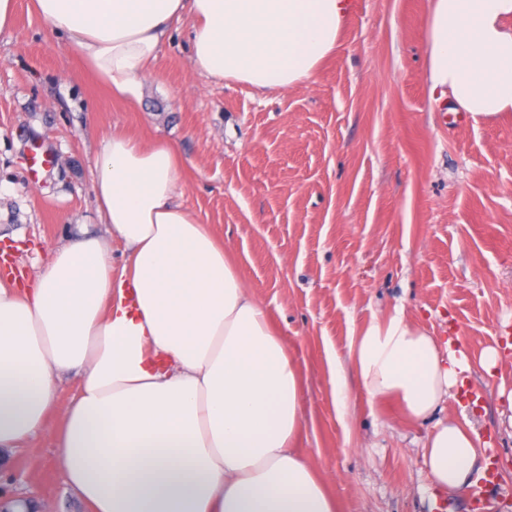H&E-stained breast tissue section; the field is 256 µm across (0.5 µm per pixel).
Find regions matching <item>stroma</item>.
<instances>
[{
  "instance_id": "stroma-1",
  "label": "stroma",
  "mask_w": 512,
  "mask_h": 512,
  "mask_svg": "<svg viewBox=\"0 0 512 512\" xmlns=\"http://www.w3.org/2000/svg\"><path fill=\"white\" fill-rule=\"evenodd\" d=\"M29 4L17 0L0 31V236L15 240L13 264L34 276L78 224L105 235L92 184L113 126L172 141L186 161L183 204L223 238L302 373L299 449L341 512H434L432 422L369 405L349 365L348 415L334 402L331 360L397 308L474 362L442 415H467L487 446L481 471L448 493L450 512L476 500L512 512V420L499 401L512 363L494 374L478 363L486 347L512 345V112L475 119L431 95L430 0H352L315 78L273 94L195 71L182 21L130 103ZM37 144L54 164L34 177ZM36 444L0 452V502L88 512L59 469L54 429Z\"/></svg>"
}]
</instances>
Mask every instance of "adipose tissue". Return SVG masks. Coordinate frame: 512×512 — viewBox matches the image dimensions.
<instances>
[{
    "label": "adipose tissue",
    "instance_id": "1",
    "mask_svg": "<svg viewBox=\"0 0 512 512\" xmlns=\"http://www.w3.org/2000/svg\"><path fill=\"white\" fill-rule=\"evenodd\" d=\"M347 0H32V10L113 96L135 98L174 26L192 21L191 63L258 92L307 83L337 44ZM426 79L457 109L512 112V0H432ZM169 141L116 126L93 192L112 238L78 229L31 287L0 278V449L32 445L59 418L58 462L92 512H337L294 442L302 375L224 245L185 207ZM111 238V239H112ZM352 364L369 403L433 421L435 483L465 484L484 442L437 419L467 355L402 310L368 322ZM81 374L58 408L55 378Z\"/></svg>",
    "mask_w": 512,
    "mask_h": 512
}]
</instances>
